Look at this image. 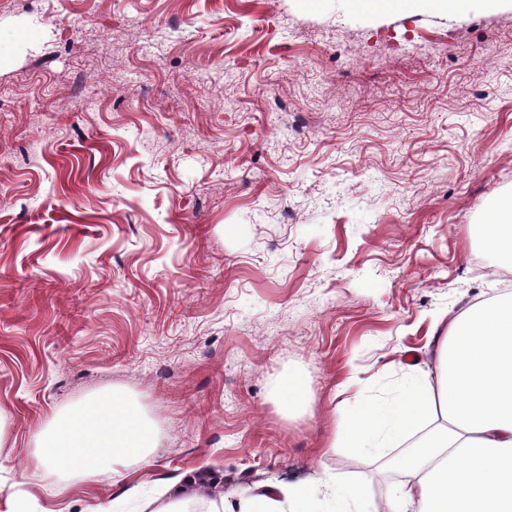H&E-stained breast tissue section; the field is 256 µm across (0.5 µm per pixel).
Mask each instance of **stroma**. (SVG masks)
<instances>
[{"mask_svg":"<svg viewBox=\"0 0 512 512\" xmlns=\"http://www.w3.org/2000/svg\"><path fill=\"white\" fill-rule=\"evenodd\" d=\"M510 196L512 7L0 0V512H149L189 470L227 512L320 476L386 512L382 461L324 442L434 368L435 316L512 292L470 236ZM112 391L150 463L67 488L30 463ZM508 0H357V6L372 14H404L416 13L430 9L448 16L462 15L477 7L493 8ZM277 396L280 404L288 409L289 414H300L308 401L305 379L298 372H288L279 384Z\"/></svg>","mask_w":512,"mask_h":512,"instance_id":"obj_1","label":"stroma"}]
</instances>
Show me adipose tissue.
Here are the masks:
<instances>
[{"instance_id":"ef3b65f1","label":"adipose tissue","mask_w":512,"mask_h":512,"mask_svg":"<svg viewBox=\"0 0 512 512\" xmlns=\"http://www.w3.org/2000/svg\"><path fill=\"white\" fill-rule=\"evenodd\" d=\"M505 0H356L372 14L413 15L429 9L457 16ZM512 266V198L501 200L471 228ZM434 372L411 364L397 395L357 406L339 423L326 452L346 448L382 459L394 479L389 512H512V295L472 304L436 327ZM155 427L119 392L54 419L29 456L56 469L61 483L102 469L148 463ZM360 484L334 478L260 484L240 512H372Z\"/></svg>"}]
</instances>
